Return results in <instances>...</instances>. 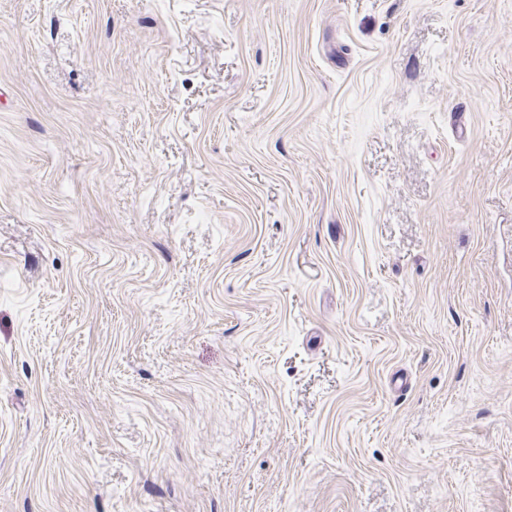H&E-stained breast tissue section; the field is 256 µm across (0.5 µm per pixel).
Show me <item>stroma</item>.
<instances>
[{
  "label": "stroma",
  "mask_w": 512,
  "mask_h": 512,
  "mask_svg": "<svg viewBox=\"0 0 512 512\" xmlns=\"http://www.w3.org/2000/svg\"><path fill=\"white\" fill-rule=\"evenodd\" d=\"M0 512H512V0H0Z\"/></svg>",
  "instance_id": "stroma-1"
}]
</instances>
